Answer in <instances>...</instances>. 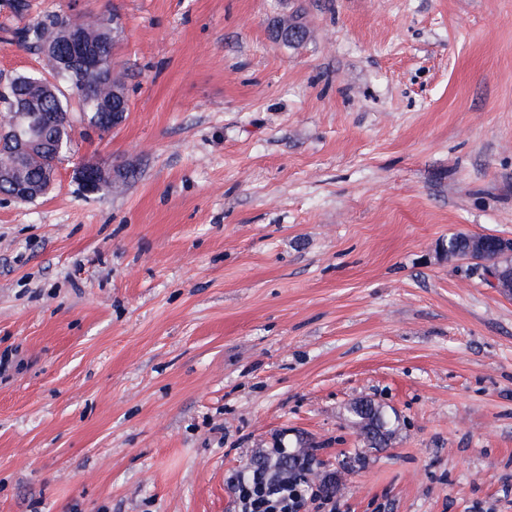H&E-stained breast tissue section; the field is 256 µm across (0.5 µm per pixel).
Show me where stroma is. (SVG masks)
<instances>
[{"mask_svg": "<svg viewBox=\"0 0 512 512\" xmlns=\"http://www.w3.org/2000/svg\"><path fill=\"white\" fill-rule=\"evenodd\" d=\"M11 3L0 80L48 72L34 19L115 13L129 110L0 194V512H235L281 445L336 512H512V293L440 252L512 238V0ZM66 15L53 12L24 26L18 32L19 40L30 47L40 50L45 43H54L58 37V24ZM76 175L84 191L87 190L90 193L112 192V187L100 188L105 183L112 184V181L114 182L115 175L114 172L112 173V167L106 168L94 162L84 163L77 169ZM349 422L373 448H383L394 432L392 416L369 399H358L348 408Z\"/></svg>", "mask_w": 512, "mask_h": 512, "instance_id": "1", "label": "stroma"}]
</instances>
